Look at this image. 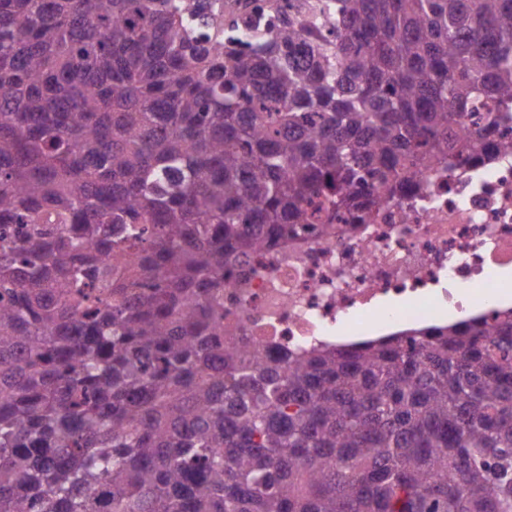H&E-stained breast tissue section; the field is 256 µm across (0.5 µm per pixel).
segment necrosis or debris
Instances as JSON below:
<instances>
[{"label":"necrosis or debris","instance_id":"necrosis-or-debris-1","mask_svg":"<svg viewBox=\"0 0 512 512\" xmlns=\"http://www.w3.org/2000/svg\"><path fill=\"white\" fill-rule=\"evenodd\" d=\"M512 270V157L427 172L367 224L306 235L224 279V333L280 353L346 345L498 308Z\"/></svg>","mask_w":512,"mask_h":512}]
</instances>
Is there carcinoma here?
<instances>
[{
    "label": "carcinoma",
    "mask_w": 512,
    "mask_h": 512,
    "mask_svg": "<svg viewBox=\"0 0 512 512\" xmlns=\"http://www.w3.org/2000/svg\"><path fill=\"white\" fill-rule=\"evenodd\" d=\"M253 2L0 0V512H512V308L290 355L223 296L512 155V0Z\"/></svg>",
    "instance_id": "obj_1"
}]
</instances>
